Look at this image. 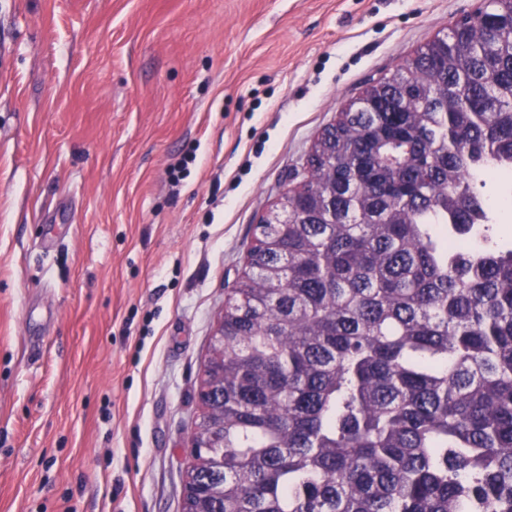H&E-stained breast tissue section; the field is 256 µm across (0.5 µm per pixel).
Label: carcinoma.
<instances>
[{
    "label": "carcinoma",
    "mask_w": 512,
    "mask_h": 512,
    "mask_svg": "<svg viewBox=\"0 0 512 512\" xmlns=\"http://www.w3.org/2000/svg\"><path fill=\"white\" fill-rule=\"evenodd\" d=\"M511 19L486 0L369 84L256 226L182 512H512V241L469 178L512 176Z\"/></svg>",
    "instance_id": "1"
}]
</instances>
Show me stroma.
Listing matches in <instances>:
<instances>
[{
  "mask_svg": "<svg viewBox=\"0 0 512 512\" xmlns=\"http://www.w3.org/2000/svg\"><path fill=\"white\" fill-rule=\"evenodd\" d=\"M480 3L0 0V512H181L256 224Z\"/></svg>",
  "mask_w": 512,
  "mask_h": 512,
  "instance_id": "35a3bbf8",
  "label": "stroma"
}]
</instances>
